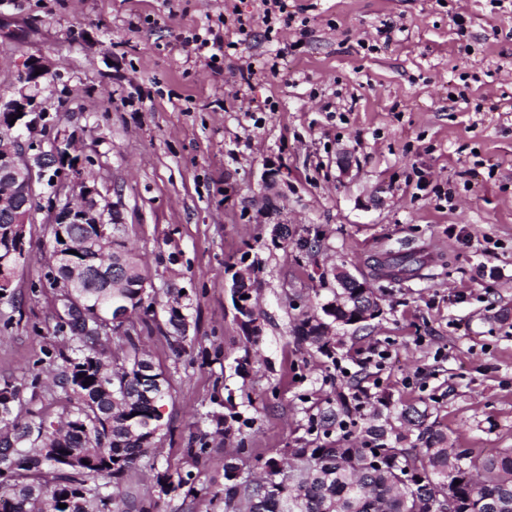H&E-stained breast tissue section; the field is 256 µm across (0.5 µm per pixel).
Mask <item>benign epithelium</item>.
I'll return each instance as SVG.
<instances>
[{
	"mask_svg": "<svg viewBox=\"0 0 512 512\" xmlns=\"http://www.w3.org/2000/svg\"><path fill=\"white\" fill-rule=\"evenodd\" d=\"M51 74L44 58L28 57L18 69L17 90L0 95V215L9 224H30L34 204L44 197L50 223L97 224L100 238L108 241L106 197L87 182L83 164L75 159L74 135L56 129L49 120L42 93ZM52 179L54 191L46 196L41 189ZM254 268L251 263L238 270L231 288L233 302L240 303L242 311L238 319L245 323L251 314Z\"/></svg>",
	"mask_w": 512,
	"mask_h": 512,
	"instance_id": "benign-epithelium-1",
	"label": "benign epithelium"
}]
</instances>
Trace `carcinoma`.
Wrapping results in <instances>:
<instances>
[{
    "instance_id": "obj_1",
    "label": "carcinoma",
    "mask_w": 512,
    "mask_h": 512,
    "mask_svg": "<svg viewBox=\"0 0 512 512\" xmlns=\"http://www.w3.org/2000/svg\"><path fill=\"white\" fill-rule=\"evenodd\" d=\"M20 229L0 223V280L17 270L16 237ZM121 225H112L107 264L117 266L125 286L88 280L68 265H47L44 280L58 290L55 334L65 349L47 372L69 406L53 418L29 405L36 397L41 373L0 387V468L8 473L0 484V512H157L158 502L130 501L112 492L125 474L143 459L156 455L164 430L161 402L169 380L140 347L142 332H151L150 312L156 297L145 303L148 280L139 257L125 248ZM54 249L64 254L69 244L94 242V224H59ZM375 295L371 288L349 289L339 301V317L348 316L358 301ZM164 304L172 334L167 340L176 354L185 352L189 304L176 288ZM141 312L142 328L112 330V305ZM318 318L303 320L296 335L332 356L330 340L316 336ZM122 341V356L105 357L104 342ZM91 380L85 386L83 382ZM318 425L327 435L342 432L343 441L290 448L287 461L269 457L259 479L239 476V467L224 464V512H433L449 503V512H512V450L475 454L448 444V436L428 426L421 446L400 447L403 436L369 425L358 435L350 411L328 409ZM459 484H454V481ZM158 495L196 497L192 471L161 472ZM64 507H59V504Z\"/></svg>"
}]
</instances>
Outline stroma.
I'll return each mask as SVG.
<instances>
[{"mask_svg": "<svg viewBox=\"0 0 512 512\" xmlns=\"http://www.w3.org/2000/svg\"><path fill=\"white\" fill-rule=\"evenodd\" d=\"M224 3L0 0V94L19 61L52 63L50 112L76 134L125 243L156 293L191 299L185 353L163 331L143 338L169 380L171 431L125 490L156 495L155 474L184 467L204 433L197 497L162 498L158 512H223L212 494L238 444L246 473L257 456L323 441L320 412L361 387L358 426L405 445L418 435L400 419L411 406L456 447L512 448V0H288L286 26L265 25L260 0H235L234 14ZM220 15L237 47L211 64L192 37ZM27 239L14 297L0 301V382L64 347L56 292L38 285L45 213ZM407 254L412 271L392 268ZM246 257L259 261L255 340L230 294ZM340 267L367 278L381 310L336 326L328 357L294 327L333 300ZM372 347L385 363L358 364ZM215 411L252 420L245 439L213 433Z\"/></svg>", "mask_w": 512, "mask_h": 512, "instance_id": "1", "label": "stroma"}]
</instances>
